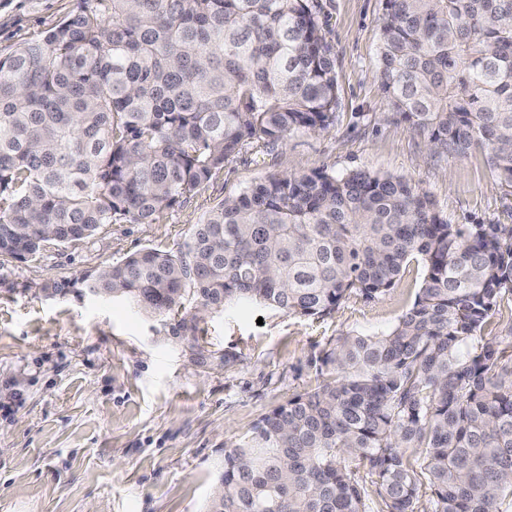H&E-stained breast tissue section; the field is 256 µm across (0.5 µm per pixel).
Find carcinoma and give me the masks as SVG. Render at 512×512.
<instances>
[{
  "label": "carcinoma",
  "mask_w": 512,
  "mask_h": 512,
  "mask_svg": "<svg viewBox=\"0 0 512 512\" xmlns=\"http://www.w3.org/2000/svg\"><path fill=\"white\" fill-rule=\"evenodd\" d=\"M319 0H80L0 57V264L118 220L155 221L242 150L335 125ZM377 72L391 115L432 148L484 154L512 188V0H383ZM412 305L381 335L311 359L318 386L224 453L204 512H506L512 505V224H450L404 177L270 173L178 255L143 249L82 280L160 317L251 301L322 318L384 296L411 260ZM201 317L177 322L199 358ZM415 450L406 455V449Z\"/></svg>",
  "instance_id": "obj_1"
}]
</instances>
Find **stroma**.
Returning a JSON list of instances; mask_svg holds the SVG:
<instances>
[{
	"label": "stroma",
	"mask_w": 512,
	"mask_h": 512,
	"mask_svg": "<svg viewBox=\"0 0 512 512\" xmlns=\"http://www.w3.org/2000/svg\"><path fill=\"white\" fill-rule=\"evenodd\" d=\"M336 58L335 127L250 147L150 224L120 221L81 241L45 243L0 265V512H203L224 453L290 396L315 388L308 361L336 337L386 332L413 303L410 265L376 301L350 298L312 319L240 303L199 324L193 361L166 320L82 292L80 279L143 249L175 254L226 197L267 173L362 169L410 179L452 224H512V188L481 154L431 149L388 119L377 73L383 0H320ZM76 0H0V56L43 36ZM50 281L67 294L44 297ZM237 359L223 365L224 352Z\"/></svg>",
	"instance_id": "1"
}]
</instances>
